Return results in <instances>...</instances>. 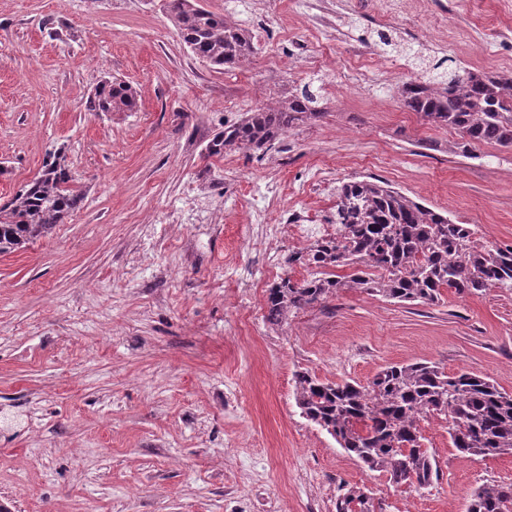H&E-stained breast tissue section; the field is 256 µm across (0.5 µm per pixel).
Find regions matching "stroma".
I'll return each instance as SVG.
<instances>
[{"label": "stroma", "mask_w": 512, "mask_h": 512, "mask_svg": "<svg viewBox=\"0 0 512 512\" xmlns=\"http://www.w3.org/2000/svg\"><path fill=\"white\" fill-rule=\"evenodd\" d=\"M259 49L224 71L196 58L166 0H0V205L62 149L84 200L51 238L0 255V505L8 512H336L341 485L382 512H468L512 455L467 456L421 423L439 478L424 489L369 471L303 417L295 377L368 384L432 362L512 395V289L434 304L363 290L267 322V290L311 277L307 244L275 238L297 211L330 224L336 188L382 178L479 243L512 244V148L457 150L460 134L403 104L436 63L512 73V0H200ZM328 13L322 27L313 13ZM413 17L416 37L404 35ZM119 79L134 112H94ZM321 115L267 151L222 156L226 126L289 91Z\"/></svg>", "instance_id": "stroma-1"}]
</instances>
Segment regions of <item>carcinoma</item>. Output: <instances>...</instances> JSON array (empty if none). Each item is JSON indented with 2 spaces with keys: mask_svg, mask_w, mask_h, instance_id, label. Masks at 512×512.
I'll return each mask as SVG.
<instances>
[{
  "mask_svg": "<svg viewBox=\"0 0 512 512\" xmlns=\"http://www.w3.org/2000/svg\"><path fill=\"white\" fill-rule=\"evenodd\" d=\"M178 35L213 66L235 69L255 54L248 31L195 0H167ZM406 107L424 119L458 130L466 153L474 144L512 147V75L466 72L439 81L403 85ZM96 112H132L136 95L123 82L105 81L90 99ZM320 115L307 88L273 106L250 112L224 129L209 153L269 150L292 126ZM72 175L63 152L46 153L38 175L0 206V254L26 248L53 233L77 210L82 195L69 188ZM338 236L324 239L288 263L314 264L324 276L297 282L285 276L267 290V321L281 325L298 311L344 288L362 289L395 302L435 303L442 289L458 294L490 287L512 288V245H483L468 224L412 199L389 182L364 177L342 183L336 192ZM343 273H338V270ZM296 403L303 416L326 431L367 469L396 485L425 488L437 474L424 448L420 422L431 415L448 420V435L464 455L512 454V395L473 372L449 375L432 363L390 365L367 385L325 383L296 375ZM336 512H375L364 487H342ZM469 512H512V485L483 484Z\"/></svg>",
  "mask_w": 512,
  "mask_h": 512,
  "instance_id": "cac0c4a2",
  "label": "carcinoma"
}]
</instances>
